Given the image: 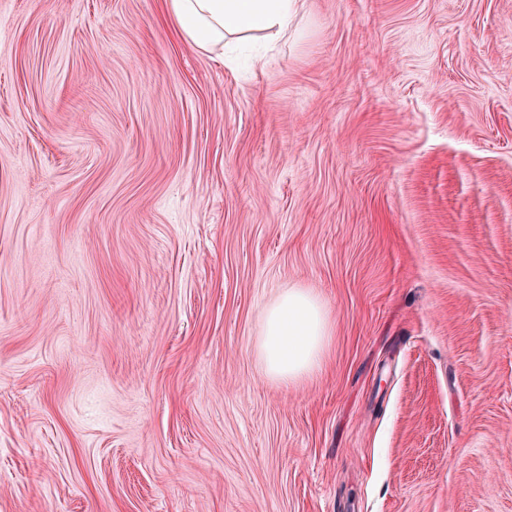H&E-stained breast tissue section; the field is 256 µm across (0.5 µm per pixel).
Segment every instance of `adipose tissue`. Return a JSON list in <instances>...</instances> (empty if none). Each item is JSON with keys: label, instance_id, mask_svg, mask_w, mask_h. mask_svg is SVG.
Returning <instances> with one entry per match:
<instances>
[{"label": "adipose tissue", "instance_id": "adipose-tissue-1", "mask_svg": "<svg viewBox=\"0 0 512 512\" xmlns=\"http://www.w3.org/2000/svg\"><path fill=\"white\" fill-rule=\"evenodd\" d=\"M304 0H167L181 35L200 48L239 44L261 33L267 45L287 38ZM330 339L320 301L291 288L263 314L257 352L271 377L287 382L316 370Z\"/></svg>", "mask_w": 512, "mask_h": 512}]
</instances>
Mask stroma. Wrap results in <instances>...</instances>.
<instances>
[{
  "label": "stroma",
  "instance_id": "obj_1",
  "mask_svg": "<svg viewBox=\"0 0 512 512\" xmlns=\"http://www.w3.org/2000/svg\"><path fill=\"white\" fill-rule=\"evenodd\" d=\"M0 512H512V0H0ZM305 0H167L181 35L201 49L245 42L261 32L268 46L288 38ZM230 37V41L228 40ZM329 339L320 301L303 289L290 288L265 309L257 352L268 375L288 382L320 366Z\"/></svg>",
  "mask_w": 512,
  "mask_h": 512
}]
</instances>
